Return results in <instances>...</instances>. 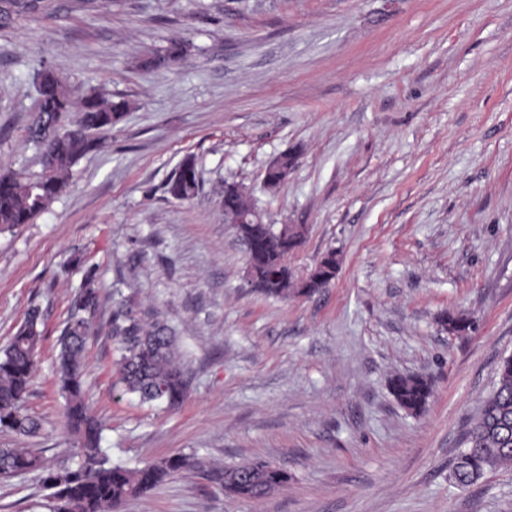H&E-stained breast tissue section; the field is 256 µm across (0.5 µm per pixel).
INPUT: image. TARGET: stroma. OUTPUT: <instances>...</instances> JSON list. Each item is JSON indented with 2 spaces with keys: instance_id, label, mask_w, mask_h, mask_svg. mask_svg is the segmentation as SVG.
I'll return each instance as SVG.
<instances>
[{
  "instance_id": "35a3bbf8",
  "label": "stroma",
  "mask_w": 512,
  "mask_h": 512,
  "mask_svg": "<svg viewBox=\"0 0 512 512\" xmlns=\"http://www.w3.org/2000/svg\"><path fill=\"white\" fill-rule=\"evenodd\" d=\"M46 2L0 28V165L43 171L28 139L39 65L129 109L44 213L0 233V350L29 307L43 333L25 399L42 430L0 431V448L77 465L52 355L91 277L86 402L102 448L128 468L196 461L117 512H512V470L466 489L452 478L512 354V0ZM174 38L182 58L139 67ZM287 151V179L266 189ZM189 154L201 189L180 202L165 184ZM231 182L263 223L305 225L296 271L336 252L328 288L280 300L251 285L220 205ZM119 307L175 332L179 406L126 391ZM459 312L474 329L448 333L442 317ZM396 374L431 380L420 414L394 400ZM256 460L287 484L225 495V469ZM46 504L34 475L0 479V512Z\"/></svg>"
}]
</instances>
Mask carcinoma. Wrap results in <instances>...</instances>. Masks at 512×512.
I'll use <instances>...</instances> for the list:
<instances>
[{
    "mask_svg": "<svg viewBox=\"0 0 512 512\" xmlns=\"http://www.w3.org/2000/svg\"><path fill=\"white\" fill-rule=\"evenodd\" d=\"M38 8V0H0V28ZM187 47L183 40L170 41L151 55L155 68L168 67L185 54ZM40 75L43 80L36 82V116L29 128V139L45 147L43 160L50 162L51 172L23 180L14 170L0 166V231L29 224L45 212L66 189L72 166L100 146L101 137L112 130L128 108L127 102H115L102 94L77 97L71 87L44 65L35 72V76ZM199 191L196 162L187 156L166 183V192L176 200L190 201ZM222 207L228 220L252 209L246 194L227 188ZM306 233L301 224H256L244 238L248 259L263 282V294L281 299L310 296L336 277V252L330 251L306 279L304 287L286 276L275 285L268 283L269 270L286 265L288 254L302 246ZM98 307V289L88 279L57 340L56 383L66 399L69 426L81 439L77 466L59 469L26 448H0V477L36 474L42 487L49 491V512H117L128 498L147 494L165 477L194 464L190 456L178 454L130 470L112 464L100 447L101 426L89 412L83 392L84 353ZM41 321L40 309L29 308L23 325L0 352V429L27 438L41 430L40 420L24 406L38 363ZM110 334L119 354L126 391L144 402L165 401L175 406L183 401L186 378L177 362V338L165 324L135 320L119 310L113 313ZM389 389L397 403L414 414L426 408L433 394L432 382L422 376L395 375L389 380ZM463 445L452 468L459 487L470 488L486 472L512 466V356L499 362L497 382L465 431ZM283 474L285 471L264 461H254L226 470L224 477L236 496L257 499L280 483Z\"/></svg>",
    "mask_w": 512,
    "mask_h": 512,
    "instance_id": "obj_1",
    "label": "carcinoma"
}]
</instances>
